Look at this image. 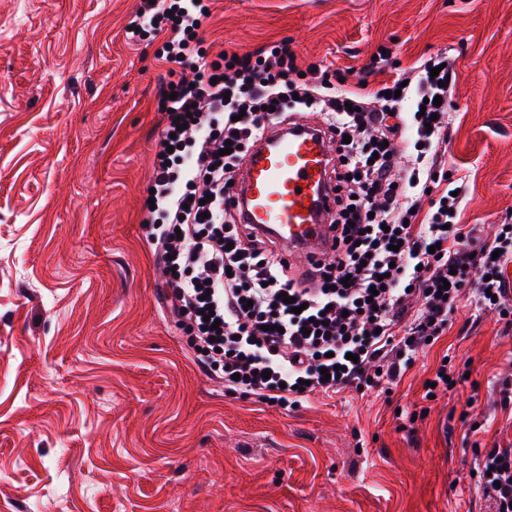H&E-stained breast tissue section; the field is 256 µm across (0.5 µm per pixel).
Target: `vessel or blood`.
<instances>
[{
  "label": "vessel or blood",
  "instance_id": "b4317fda",
  "mask_svg": "<svg viewBox=\"0 0 512 512\" xmlns=\"http://www.w3.org/2000/svg\"><path fill=\"white\" fill-rule=\"evenodd\" d=\"M331 156L328 138L294 116L287 128H275L255 144L241 179L226 193L240 206L244 223L282 244L285 259L308 264L331 250Z\"/></svg>",
  "mask_w": 512,
  "mask_h": 512
}]
</instances>
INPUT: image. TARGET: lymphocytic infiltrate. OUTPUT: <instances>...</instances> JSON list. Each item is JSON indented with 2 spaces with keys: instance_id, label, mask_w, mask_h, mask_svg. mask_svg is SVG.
<instances>
[{
  "instance_id": "1",
  "label": "lymphocytic infiltrate",
  "mask_w": 512,
  "mask_h": 512,
  "mask_svg": "<svg viewBox=\"0 0 512 512\" xmlns=\"http://www.w3.org/2000/svg\"><path fill=\"white\" fill-rule=\"evenodd\" d=\"M210 16L211 0H140L129 37L161 39L167 66L146 237L170 313L225 391L285 409L317 393L393 383L447 335L467 294L512 326L501 276L512 229L478 238L457 222L461 197L427 194L448 128L454 69L445 56L361 93L343 73L333 85L315 82L318 64L301 65L284 46L206 56L198 32ZM439 66L442 83L431 75ZM292 101L319 111L334 145V245L301 272L224 200L255 142L288 123ZM415 208L425 209L422 220L412 219ZM414 295L417 314L407 305ZM209 309L214 330L204 326ZM474 472L489 512H512V448L484 449Z\"/></svg>"
}]
</instances>
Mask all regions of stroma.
I'll use <instances>...</instances> for the list:
<instances>
[{"mask_svg": "<svg viewBox=\"0 0 512 512\" xmlns=\"http://www.w3.org/2000/svg\"><path fill=\"white\" fill-rule=\"evenodd\" d=\"M138 5L0 0V512H488L470 472L475 443L512 444V328L470 297L398 383L287 410L188 348L141 227L165 68L126 36ZM200 37L372 91L447 53L436 170L467 186L459 223L512 222V0H212ZM446 354L470 376L426 399Z\"/></svg>", "mask_w": 512, "mask_h": 512, "instance_id": "obj_1", "label": "stroma"}]
</instances>
